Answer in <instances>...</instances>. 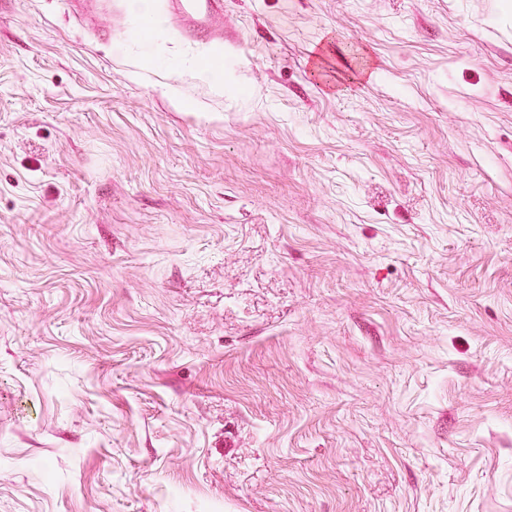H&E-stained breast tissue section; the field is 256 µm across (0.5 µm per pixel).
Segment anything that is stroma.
I'll return each mask as SVG.
<instances>
[{
	"label": "stroma",
	"instance_id": "35a3bbf8",
	"mask_svg": "<svg viewBox=\"0 0 512 512\" xmlns=\"http://www.w3.org/2000/svg\"><path fill=\"white\" fill-rule=\"evenodd\" d=\"M166 12L0 0V512H512V0ZM179 27L185 32L205 25L220 12L223 0H170Z\"/></svg>",
	"mask_w": 512,
	"mask_h": 512
}]
</instances>
